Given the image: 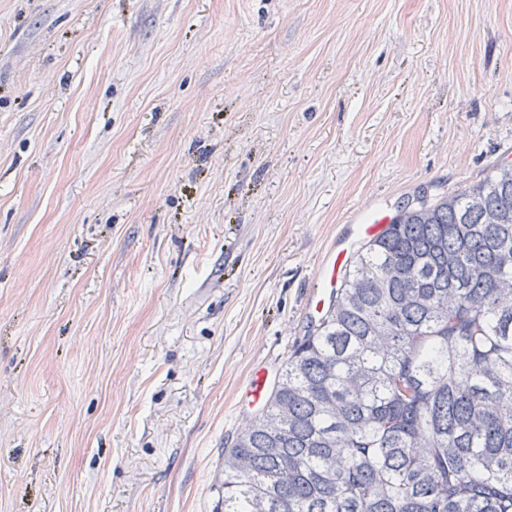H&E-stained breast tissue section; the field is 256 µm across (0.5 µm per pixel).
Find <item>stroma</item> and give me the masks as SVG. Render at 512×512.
Here are the masks:
<instances>
[{"label": "stroma", "instance_id": "obj_1", "mask_svg": "<svg viewBox=\"0 0 512 512\" xmlns=\"http://www.w3.org/2000/svg\"><path fill=\"white\" fill-rule=\"evenodd\" d=\"M512 165V0H0V512H213L358 227Z\"/></svg>", "mask_w": 512, "mask_h": 512}]
</instances>
